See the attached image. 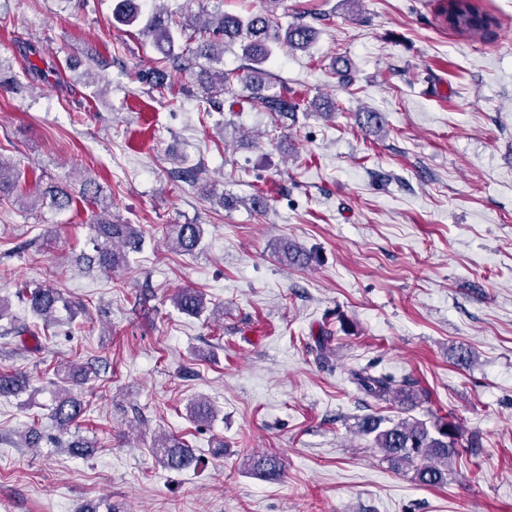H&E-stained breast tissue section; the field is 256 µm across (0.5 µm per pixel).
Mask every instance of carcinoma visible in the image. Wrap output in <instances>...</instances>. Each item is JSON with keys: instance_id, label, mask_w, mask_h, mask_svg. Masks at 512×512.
I'll return each instance as SVG.
<instances>
[{"instance_id": "carcinoma-1", "label": "carcinoma", "mask_w": 512, "mask_h": 512, "mask_svg": "<svg viewBox=\"0 0 512 512\" xmlns=\"http://www.w3.org/2000/svg\"><path fill=\"white\" fill-rule=\"evenodd\" d=\"M280 0H262L263 7L245 16L229 14L220 8L210 11L203 0H185L183 16L176 20L167 11L152 9L144 33L157 54L152 70V84L158 93L166 88L168 69L196 70V84L203 95V111L212 112L221 107L220 98L229 96V107L241 103L240 95L227 85L224 76V45L240 43L244 58L245 86L256 91L247 97L252 106L269 113L280 125L295 120L297 105L288 93L265 87L266 71L263 65L270 59L274 48L283 45L294 50H307L316 40L318 29L306 18L314 15L311 10L296 13L295 21L282 26L273 9ZM142 0H119L116 17L125 25L135 23L141 15ZM444 20L457 31L479 33L494 22L489 14L478 10L472 0H448ZM19 177L14 169L0 161V199L17 191ZM98 184L87 179L83 184L82 200L100 207L98 218L92 224L94 233L95 263L112 270L125 264V250L140 242V232L132 224H118L109 218L108 206L100 198ZM47 199L49 208L64 211L74 204V196L63 185H50L39 191L34 203ZM203 227L200 224L170 225L169 240L174 249L191 252L201 242ZM22 301L33 315L48 327L57 321L60 309L69 306L63 292L49 286H26L19 290ZM177 309L188 315H198L206 309L204 294L193 289L178 292L173 300ZM357 387L377 402L391 404L401 411L418 398L413 380L396 379L391 375H374L365 366L351 371ZM28 378L19 373H0V396L15 395L26 388ZM88 410V402L70 389L59 387L54 395L51 416L62 427L77 422ZM194 422L209 424L215 410L206 400L197 401L191 409ZM382 420L373 415L358 419L357 432L373 437V447L397 465L414 470L416 479L423 485L442 486L448 482V461L458 455L457 426L437 421L433 427L413 419L400 418L391 426L381 428ZM152 453L164 468L184 471L195 466V455L188 445L174 436L162 438ZM243 467L267 480L283 476V462L275 453H250L243 458Z\"/></svg>"}]
</instances>
